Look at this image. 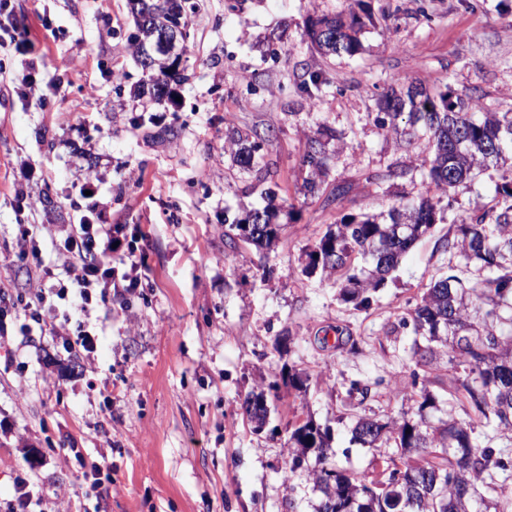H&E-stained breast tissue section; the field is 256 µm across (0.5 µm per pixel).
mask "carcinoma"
<instances>
[{
  "instance_id": "obj_1",
  "label": "carcinoma",
  "mask_w": 512,
  "mask_h": 512,
  "mask_svg": "<svg viewBox=\"0 0 512 512\" xmlns=\"http://www.w3.org/2000/svg\"><path fill=\"white\" fill-rule=\"evenodd\" d=\"M152 0H128L134 29L127 41L139 67H144L143 42L161 23V14L147 8ZM363 23L348 22L342 13L320 15L307 21L304 40L318 52L354 55L360 46ZM147 78L137 83L134 99L142 106L163 98L173 100L176 89L190 79L188 67L153 61ZM424 140L426 155L421 177L445 194L472 181L489 166L512 171V113L471 112L461 96L433 94L410 82L392 87L383 96L377 122L394 128L401 120ZM180 127L170 124L149 129L144 136L159 143L179 137ZM274 131H234L224 143L242 167L259 174L262 207L240 217L224 219V237L267 252L275 245L283 206L277 204V183L261 154ZM302 163L311 174L327 173V157L320 139H308ZM437 223L436 203L429 195L405 205H393L362 218L344 217L330 224L307 253V274L320 268L347 269L342 299L362 306L367 294L384 285L408 251ZM444 251L457 257L462 275L431 279L430 286L410 312L416 335L425 345L421 360H432L437 350L448 349V362L463 367V377L448 388V403L466 402L495 431H512V203L490 208L470 221L456 225L453 237L442 239ZM370 260V267L351 268L353 256ZM264 396L245 401V412L255 429L266 414L259 413ZM416 418L381 422L360 417L352 428V441L379 448L385 439L394 446L384 458L377 477L367 480L328 465L330 429L309 419L290 435L294 447L313 451L319 463L316 484L324 498L317 512H508L512 502L503 491L512 486V457L505 450L480 445L471 424L448 415L433 426L429 410L437 397L424 389L416 399Z\"/></svg>"
}]
</instances>
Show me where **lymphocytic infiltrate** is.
Here are the masks:
<instances>
[{
    "mask_svg": "<svg viewBox=\"0 0 512 512\" xmlns=\"http://www.w3.org/2000/svg\"><path fill=\"white\" fill-rule=\"evenodd\" d=\"M120 227L106 221L98 201H90L77 223L64 225L56 246L66 259L65 278L55 276L45 264L37 238L42 229L27 224L17 245L21 258H33L28 297L19 298L18 319L23 332L60 338L55 311L58 303L77 305L83 313L96 309L111 310L113 290L137 287L136 279L119 271L112 263L113 246Z\"/></svg>",
    "mask_w": 512,
    "mask_h": 512,
    "instance_id": "lymphocytic-infiltrate-1",
    "label": "lymphocytic infiltrate"
}]
</instances>
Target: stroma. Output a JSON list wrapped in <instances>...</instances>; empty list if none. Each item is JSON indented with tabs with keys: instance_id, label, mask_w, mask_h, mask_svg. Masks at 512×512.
I'll return each mask as SVG.
<instances>
[{
	"instance_id": "35a3bbf8",
	"label": "stroma",
	"mask_w": 512,
	"mask_h": 512,
	"mask_svg": "<svg viewBox=\"0 0 512 512\" xmlns=\"http://www.w3.org/2000/svg\"><path fill=\"white\" fill-rule=\"evenodd\" d=\"M201 2L194 75L177 104L153 114L181 132L156 145L133 128L140 106L116 93L142 76L127 0H0V281L27 288L19 225L55 233L73 223L88 181L108 223L121 225L139 280L113 297L111 321L91 313L105 325L93 359L35 332L0 339V501L24 480L42 495L32 512H316L323 495L289 452L306 418L330 428L333 463L357 476L377 474L383 456L352 442L356 419L413 417L424 388L477 438L487 433L443 397L459 369L444 353L418 363L404 320L431 278L457 265L440 241L492 206L485 186L500 168L440 196L436 226L368 306L342 301L341 274L303 268L327 225L426 191L417 180H377L424 156L423 140L375 121L390 85L414 81L468 95L480 112H512V0ZM339 11L364 22L361 46L322 56L302 40L305 21ZM29 62L33 84L17 92ZM313 70L329 80L317 98L303 85ZM233 127L275 131L264 160L292 217L267 255L225 243V215L258 201L255 172L214 164ZM317 134L330 171L310 193L302 158ZM339 184L347 194L329 202ZM20 186L53 206L19 207ZM292 370L308 375L307 393L284 385ZM260 391L269 415L257 432L244 402ZM84 459L111 463L107 490H91Z\"/></svg>"
}]
</instances>
